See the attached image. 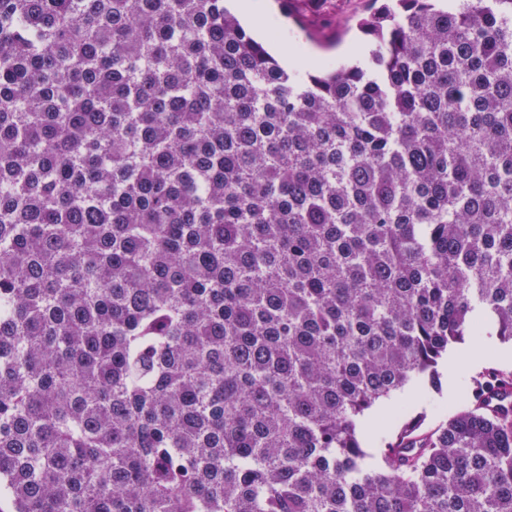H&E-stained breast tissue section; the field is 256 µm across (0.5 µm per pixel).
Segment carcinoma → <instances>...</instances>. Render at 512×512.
I'll use <instances>...</instances> for the list:
<instances>
[{
  "mask_svg": "<svg viewBox=\"0 0 512 512\" xmlns=\"http://www.w3.org/2000/svg\"><path fill=\"white\" fill-rule=\"evenodd\" d=\"M288 74L224 0H0L12 512H512V0L379 3ZM474 348L482 349L485 355L484 363L477 368L469 367L467 364L459 367L462 361L468 362ZM511 350L510 342L502 343L495 337L487 336L466 337L464 343L449 349L448 358L445 357L440 364L442 389L439 393L429 390L422 384L414 383L401 391L404 394L383 401L367 414L364 427L367 436L365 447L368 452L376 455L380 441L390 437L403 423L416 421L420 431L435 429L460 409L462 396L471 377L477 376L491 366L512 371ZM503 353L508 354L507 361L501 360L500 356ZM450 361L458 366L453 376L449 375ZM410 395H415L421 400L415 402ZM403 405H409V413L406 416L399 413Z\"/></svg>",
  "mask_w": 512,
  "mask_h": 512,
  "instance_id": "cac0c4a2",
  "label": "carcinoma"
}]
</instances>
